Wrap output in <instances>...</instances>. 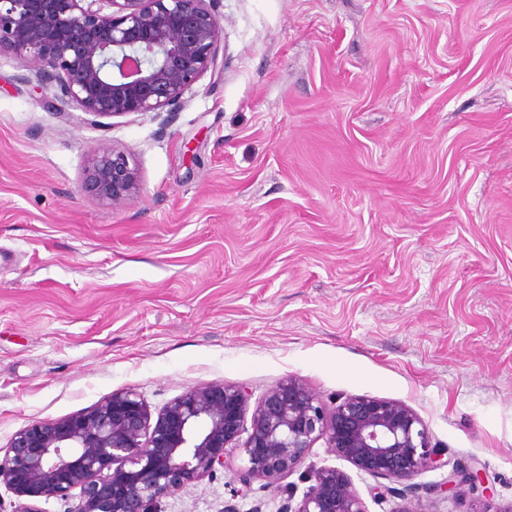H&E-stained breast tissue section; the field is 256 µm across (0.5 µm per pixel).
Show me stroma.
Segmentation results:
<instances>
[{
    "mask_svg": "<svg viewBox=\"0 0 512 512\" xmlns=\"http://www.w3.org/2000/svg\"><path fill=\"white\" fill-rule=\"evenodd\" d=\"M219 67L180 111L56 112L0 56V456L35 420L133 388L151 414L297 377L405 402L491 488L414 489L318 440L277 490L247 460L163 512H286L316 468L368 512H512V0H218ZM140 192H84L102 141Z\"/></svg>",
    "mask_w": 512,
    "mask_h": 512,
    "instance_id": "stroma-1",
    "label": "stroma"
}]
</instances>
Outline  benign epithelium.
<instances>
[{
	"mask_svg": "<svg viewBox=\"0 0 512 512\" xmlns=\"http://www.w3.org/2000/svg\"><path fill=\"white\" fill-rule=\"evenodd\" d=\"M217 0H0V53H11L61 106L102 120L175 112L191 87L217 69L223 25ZM82 189L114 208L140 189L132 154L108 142L88 160ZM249 393L235 383L193 387L151 418L134 389L92 409L34 421L0 456V486L18 497L66 499L79 489L78 512H162L233 450L247 476L277 487L326 440L358 471L396 482L448 465L423 420L406 403L350 395L326 406L301 379L270 388L256 406L246 440ZM295 512H367L351 477L336 467L308 475ZM482 481L456 464L446 492Z\"/></svg>",
	"mask_w": 512,
	"mask_h": 512,
	"instance_id": "1",
	"label": "benign epithelium"
}]
</instances>
